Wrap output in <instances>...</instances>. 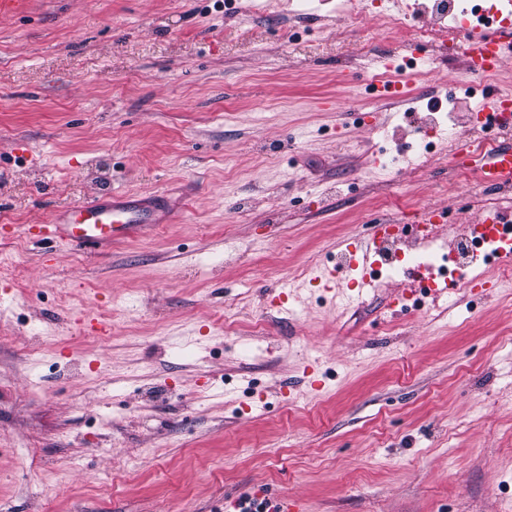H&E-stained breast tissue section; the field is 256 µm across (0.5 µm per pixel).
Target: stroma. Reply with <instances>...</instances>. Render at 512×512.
Returning a JSON list of instances; mask_svg holds the SVG:
<instances>
[{
  "instance_id": "stroma-1",
  "label": "stroma",
  "mask_w": 512,
  "mask_h": 512,
  "mask_svg": "<svg viewBox=\"0 0 512 512\" xmlns=\"http://www.w3.org/2000/svg\"><path fill=\"white\" fill-rule=\"evenodd\" d=\"M29 3L0 16V512H512V284H310L377 216L447 210L451 241L512 217L451 148L379 163L447 89L512 88V61L392 71L405 97L377 107L369 58L413 48L336 0ZM115 189L168 193V222L98 254L30 238Z\"/></svg>"
}]
</instances>
